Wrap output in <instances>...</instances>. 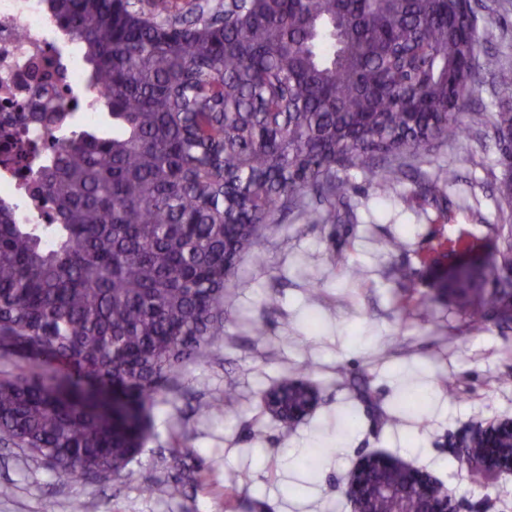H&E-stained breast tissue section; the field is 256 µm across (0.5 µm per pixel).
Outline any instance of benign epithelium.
<instances>
[{"label": "benign epithelium", "mask_w": 512, "mask_h": 512, "mask_svg": "<svg viewBox=\"0 0 512 512\" xmlns=\"http://www.w3.org/2000/svg\"><path fill=\"white\" fill-rule=\"evenodd\" d=\"M301 385L306 392L305 406L301 411L286 410L275 403L273 393L266 395V403L271 414L285 425L291 426L305 418L317 404V394L313 386L305 381L301 382ZM506 433L512 434L511 419L489 423L473 431L470 438L463 441L458 449L462 463L472 473H489L494 477L503 472L511 473L512 453L506 458L499 454L500 439ZM394 466L405 468L411 482L426 490L425 512H456L448 498V492L431 475L384 454L363 457L351 471L346 494L353 506V512H370L369 500L375 474Z\"/></svg>", "instance_id": "benign-epithelium-1"}]
</instances>
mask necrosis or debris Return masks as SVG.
Masks as SVG:
<instances>
[{
  "mask_svg": "<svg viewBox=\"0 0 512 512\" xmlns=\"http://www.w3.org/2000/svg\"><path fill=\"white\" fill-rule=\"evenodd\" d=\"M51 64L52 80L62 92L81 89L80 110L96 117L97 94L83 90L82 62L73 53H59L43 0H0V116L29 109V92L39 75L32 65Z\"/></svg>",
  "mask_w": 512,
  "mask_h": 512,
  "instance_id": "1",
  "label": "necrosis or debris"
}]
</instances>
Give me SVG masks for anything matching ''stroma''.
I'll return each mask as SVG.
<instances>
[{
    "label": "stroma",
    "mask_w": 512,
    "mask_h": 512,
    "mask_svg": "<svg viewBox=\"0 0 512 512\" xmlns=\"http://www.w3.org/2000/svg\"><path fill=\"white\" fill-rule=\"evenodd\" d=\"M477 27L487 56L512 66V0H487ZM465 135L435 145L398 195L379 198L368 175L344 174L352 205L340 224H309L279 211L259 239L266 262L242 257L224 288V333L165 383L149 413L150 435L124 477L60 480L44 463L0 443V512H352L349 471L370 453L431 474L458 512H512V473L486 480L461 464L456 446L481 423L512 419V323L437 297L431 259L470 248L490 259L512 238L500 219L504 166L492 116L512 91L482 71ZM453 167L447 211L413 195L416 183ZM404 242L390 247L392 239ZM415 274L413 285L395 275ZM360 271L349 278L348 268ZM264 335H255V326ZM311 382L314 411L287 426L263 413V395L283 378ZM427 398L403 409L407 392ZM203 403L229 413L202 416ZM184 454L195 482L180 477Z\"/></svg>",
    "instance_id": "35a3bbf8"
}]
</instances>
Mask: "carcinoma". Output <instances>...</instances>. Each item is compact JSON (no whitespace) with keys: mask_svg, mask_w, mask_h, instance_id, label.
<instances>
[{"mask_svg":"<svg viewBox=\"0 0 512 512\" xmlns=\"http://www.w3.org/2000/svg\"><path fill=\"white\" fill-rule=\"evenodd\" d=\"M43 2L112 129L65 135L78 96L48 84L19 119L52 151L0 154L52 205V223L22 224L0 197V342L43 365L0 381V442L60 478L118 479L162 385L224 333V285L243 255L263 262L274 213L341 221L338 172L353 168L380 197L396 194L411 161L465 132L475 67L492 62L468 0ZM494 75L512 88V68ZM493 125L502 153L512 105ZM457 180L445 169L423 194L439 203ZM434 288L512 321L507 293L476 262ZM57 362L73 374L59 380ZM424 501L413 486L405 502L380 494L372 508L422 512Z\"/></svg>","mask_w":512,"mask_h":512,"instance_id":"1","label":"carcinoma"}]
</instances>
